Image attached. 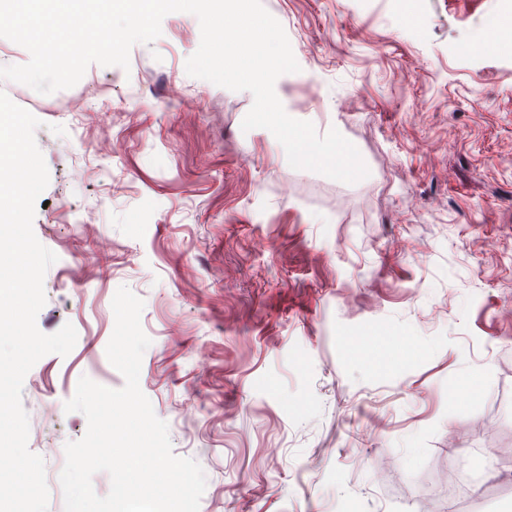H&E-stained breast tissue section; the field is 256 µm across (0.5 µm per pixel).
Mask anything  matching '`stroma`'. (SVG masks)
Here are the masks:
<instances>
[{
    "instance_id": "35a3bbf8",
    "label": "stroma",
    "mask_w": 512,
    "mask_h": 512,
    "mask_svg": "<svg viewBox=\"0 0 512 512\" xmlns=\"http://www.w3.org/2000/svg\"><path fill=\"white\" fill-rule=\"evenodd\" d=\"M502 2L422 0L400 24L389 0H263L300 66L275 92L357 147L354 184L292 168L269 130H242L250 92L187 74L189 13L129 69L90 65L70 100L9 91L50 175L37 326L77 331L23 383L47 473L85 431L64 410L79 378L124 385L106 356L124 286L151 340L140 387L205 472L200 512H456L444 477L481 448L468 510L512 512V51L470 52ZM483 372L482 404L442 400Z\"/></svg>"
}]
</instances>
